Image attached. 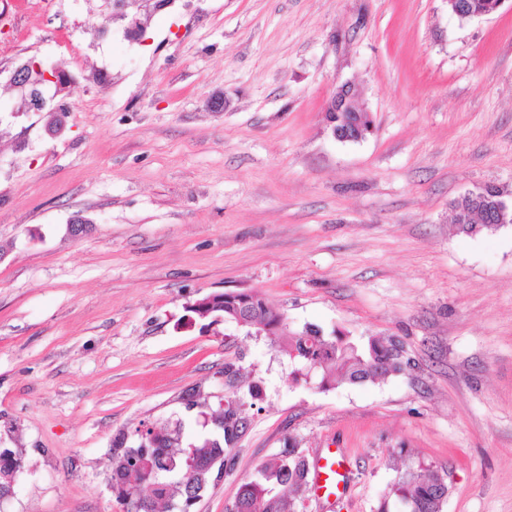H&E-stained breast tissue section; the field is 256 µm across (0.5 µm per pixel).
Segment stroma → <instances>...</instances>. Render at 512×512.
Listing matches in <instances>:
<instances>
[{"label":"stroma","instance_id":"35a3bbf8","mask_svg":"<svg viewBox=\"0 0 512 512\" xmlns=\"http://www.w3.org/2000/svg\"><path fill=\"white\" fill-rule=\"evenodd\" d=\"M100 24L86 0H0V66L72 77L54 139L0 84V447L27 458L0 512H122L115 435L178 421L195 441L228 361L261 398L192 512H227L288 448L351 458L348 490L299 512H378L419 469L444 475L443 512H512V223L453 227L464 194L512 192V0L469 20L447 0H173L142 44ZM346 83L373 119L359 141L325 112ZM224 291L413 364L293 380L270 337L189 322Z\"/></svg>","mask_w":512,"mask_h":512}]
</instances>
